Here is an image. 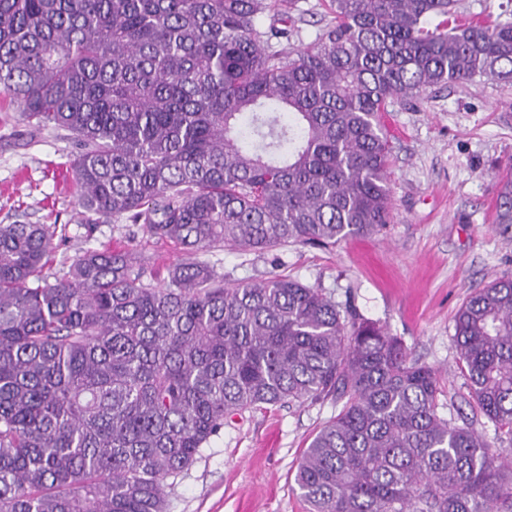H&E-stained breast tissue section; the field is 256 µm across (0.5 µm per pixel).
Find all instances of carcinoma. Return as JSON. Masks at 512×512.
<instances>
[{"label": "carcinoma", "mask_w": 512, "mask_h": 512, "mask_svg": "<svg viewBox=\"0 0 512 512\" xmlns=\"http://www.w3.org/2000/svg\"><path fill=\"white\" fill-rule=\"evenodd\" d=\"M328 7L318 41L285 55L296 0H0V92L32 128L76 135L86 217L190 256L160 286L129 248L46 274L51 226L0 224V512H168L167 480L225 418L328 397L341 409L295 475L309 512H512V461L440 415L436 372L396 337L287 275L226 287L193 259L378 232L381 113L431 87L512 86V13ZM495 223L512 234V179ZM454 329L474 413L512 439V277Z\"/></svg>", "instance_id": "cac0c4a2"}]
</instances>
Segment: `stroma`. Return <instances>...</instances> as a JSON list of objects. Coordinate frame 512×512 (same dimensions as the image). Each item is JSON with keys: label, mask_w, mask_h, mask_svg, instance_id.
I'll list each match as a JSON object with an SVG mask.
<instances>
[{"label": "stroma", "mask_w": 512, "mask_h": 512, "mask_svg": "<svg viewBox=\"0 0 512 512\" xmlns=\"http://www.w3.org/2000/svg\"><path fill=\"white\" fill-rule=\"evenodd\" d=\"M286 50L314 44L333 16L326 0H298ZM392 141L390 222L335 247L293 245L243 252L216 247L201 258L225 283L284 274L322 289L340 307L383 326L410 359L433 368L439 412L471 420L501 456L512 440L474 415L453 341L454 317L477 289L512 276V242L495 218L497 186L512 176V87L492 81L431 88L394 102L382 116ZM81 146L69 132L32 131L0 99V224H54L53 269L81 249L128 246L149 255L162 280L182 253L142 225L88 223L69 166ZM334 399L246 410L227 417L196 463L170 490L169 512H307L294 475L314 435L339 412Z\"/></svg>", "instance_id": "35a3bbf8"}]
</instances>
